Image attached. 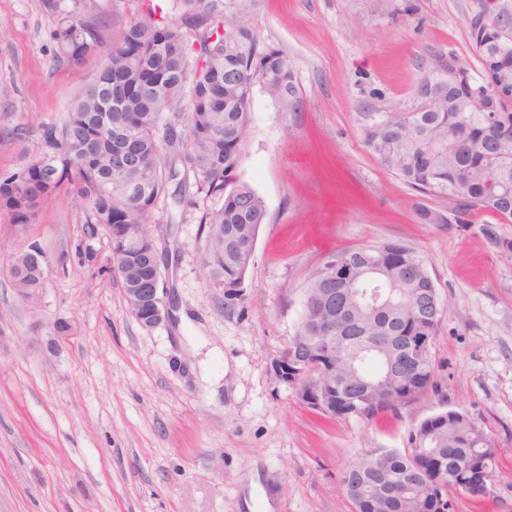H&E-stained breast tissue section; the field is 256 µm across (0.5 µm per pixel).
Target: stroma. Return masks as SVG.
<instances>
[{
	"label": "stroma",
	"instance_id": "35a3bbf8",
	"mask_svg": "<svg viewBox=\"0 0 512 512\" xmlns=\"http://www.w3.org/2000/svg\"><path fill=\"white\" fill-rule=\"evenodd\" d=\"M485 0H253L260 42L281 49L302 100L285 112L254 89L237 171L267 218L234 310L208 287L198 219L213 200L159 201L162 282L175 319L147 330L60 191L35 223L0 210V512H353L342 477L375 448L403 449L424 417L466 415L494 456L486 496L452 512H512V224L477 212L427 224L422 194L368 149L366 112L409 108L433 60L476 63L470 19ZM41 0H0V180L40 153L96 61L59 65ZM26 130L16 139L17 130ZM400 242L426 258L441 307L431 384L373 419L329 418L273 372L295 336L309 274L330 252ZM47 257L27 297L11 264Z\"/></svg>",
	"mask_w": 512,
	"mask_h": 512
}]
</instances>
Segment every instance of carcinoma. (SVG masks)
<instances>
[{
	"mask_svg": "<svg viewBox=\"0 0 512 512\" xmlns=\"http://www.w3.org/2000/svg\"><path fill=\"white\" fill-rule=\"evenodd\" d=\"M136 0L130 19L103 46L104 22L95 0H42L54 18L52 38L64 66L91 56L103 62L96 77L74 97L62 125L40 128L42 151L0 182V209L17 225L35 222L40 206L65 187L83 202L87 225H112L111 248L123 254L122 287L145 286L154 267L136 241L151 234L159 199L185 201L188 180L196 194L213 198L199 219L205 244L202 263L209 287L224 289L232 310L241 298L249 264L242 250L254 248L266 219L263 199L239 181L249 137L251 86L260 83L280 108H301L288 57L259 41L250 24L252 0ZM508 20L486 0L470 21L480 66L490 54L512 80ZM455 80L448 94L427 99L422 77L412 108L363 115L367 147L389 171L426 195L459 201L471 212H488L512 224V98L483 90L488 109L475 104L481 77L468 62L448 53ZM122 131L141 164L137 174L116 168L112 154L93 144ZM372 262L388 275L383 305L374 309L356 288L336 289V402L371 417L390 408L389 375L403 376L400 394L414 399L431 383V350L408 359L409 345L435 335L412 311L415 296L436 292L425 258L397 242L328 255L339 282L362 275ZM17 286L37 288L35 258L19 253ZM332 286L318 271L309 277L303 304L314 315L322 289ZM421 448H377L342 483L354 512H443L454 494H472L492 479L494 450L464 413L442 410L423 418L409 440Z\"/></svg>",
	"mask_w": 512,
	"mask_h": 512,
	"instance_id": "carcinoma-1",
	"label": "carcinoma"
}]
</instances>
